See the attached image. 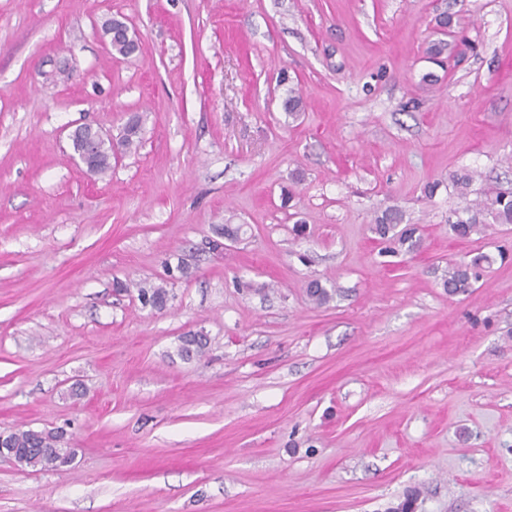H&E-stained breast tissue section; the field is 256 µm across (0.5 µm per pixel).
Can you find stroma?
<instances>
[{
  "label": "stroma",
  "instance_id": "35a3bbf8",
  "mask_svg": "<svg viewBox=\"0 0 512 512\" xmlns=\"http://www.w3.org/2000/svg\"><path fill=\"white\" fill-rule=\"evenodd\" d=\"M133 112L138 149L85 174L69 132ZM489 191L512 194V0H0V433L75 452L0 456V512H512V224L448 233ZM392 207L417 252L381 253ZM112 24L113 30L121 29L119 32H117V35L115 34L111 37L109 34L110 29L108 27L104 28L105 36L107 37L108 35L110 38L113 54H117L123 58H129L135 55L133 52V44L134 42L138 41V39L136 38L134 32L130 31V28L122 19L114 18L112 19ZM483 262H488L487 256L474 257L469 262L449 263L447 274L443 279V287L448 288L449 295L468 293L473 287V283L480 278ZM138 299L143 306L164 309L169 301V292L162 285L144 284L137 288ZM13 452L15 461L20 466L40 467V469H57L68 464L74 457V450L68 448L63 440V433L52 430L19 429L7 434H0V446Z\"/></svg>",
  "mask_w": 512,
  "mask_h": 512
}]
</instances>
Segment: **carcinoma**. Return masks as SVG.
<instances>
[{
  "mask_svg": "<svg viewBox=\"0 0 512 512\" xmlns=\"http://www.w3.org/2000/svg\"><path fill=\"white\" fill-rule=\"evenodd\" d=\"M112 29L117 34L110 37L112 52L129 58L134 55L133 44L136 35L123 20L112 19ZM142 131V117L138 114L129 116L124 124L122 135L118 141L122 151L137 149ZM113 142L99 139L95 143L91 164L99 175L106 174L112 168ZM470 216L466 219L458 213L448 217V228L452 235L460 240L470 238L484 225L483 218L489 216L496 224H512V199L503 194L487 192L485 198L467 208ZM403 214L398 209H389L377 217L371 232L376 239L385 244V252L410 253L419 246V228L414 224H402ZM488 261L484 255L470 261H459L448 264L447 274L443 279V287L448 294L467 293L473 283L480 278L482 263ZM307 295L313 304L323 306L330 302V291L318 279L310 280L305 285ZM138 299L143 306L161 310L169 301V292L161 285L144 284L137 288ZM207 340L203 336H184L178 347V355L184 359L200 356L205 352ZM4 447L13 452L15 461L25 467L56 469L68 464L74 457V450L65 446L63 433L52 430L19 429L7 434Z\"/></svg>",
  "mask_w": 512,
  "mask_h": 512,
  "instance_id": "carcinoma-1",
  "label": "carcinoma"
}]
</instances>
